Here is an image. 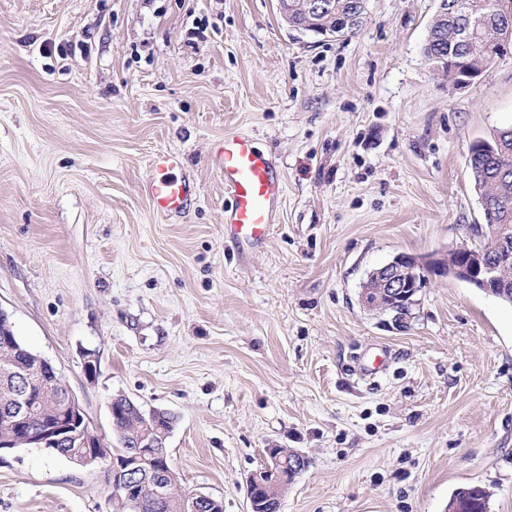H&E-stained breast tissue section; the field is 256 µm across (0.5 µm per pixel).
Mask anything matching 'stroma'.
I'll use <instances>...</instances> for the list:
<instances>
[{"mask_svg":"<svg viewBox=\"0 0 512 512\" xmlns=\"http://www.w3.org/2000/svg\"><path fill=\"white\" fill-rule=\"evenodd\" d=\"M436 10L368 0L327 37L278 0H0V309L103 445L122 395L173 415L180 486L224 512L279 447L308 461L280 512H446L468 484L512 512V306L432 273L402 322L360 301L395 255L476 243L469 149L512 124V56L453 87L422 54ZM227 134L284 187L245 250ZM162 150L198 187L164 218L141 192ZM0 512H112L111 473L0 454Z\"/></svg>","mask_w":512,"mask_h":512,"instance_id":"stroma-1","label":"stroma"}]
</instances>
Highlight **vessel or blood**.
Segmentation results:
<instances>
[{
  "label": "vessel or blood",
  "mask_w": 512,
  "mask_h": 512,
  "mask_svg": "<svg viewBox=\"0 0 512 512\" xmlns=\"http://www.w3.org/2000/svg\"><path fill=\"white\" fill-rule=\"evenodd\" d=\"M215 166L231 199V206L224 213L225 237L241 247L264 241L283 195V182L270 158L256 149L248 137L228 135L217 148ZM151 168L142 193L153 212L169 216L187 209L195 188L183 173L182 155L169 150L158 152Z\"/></svg>",
  "instance_id": "1"
}]
</instances>
